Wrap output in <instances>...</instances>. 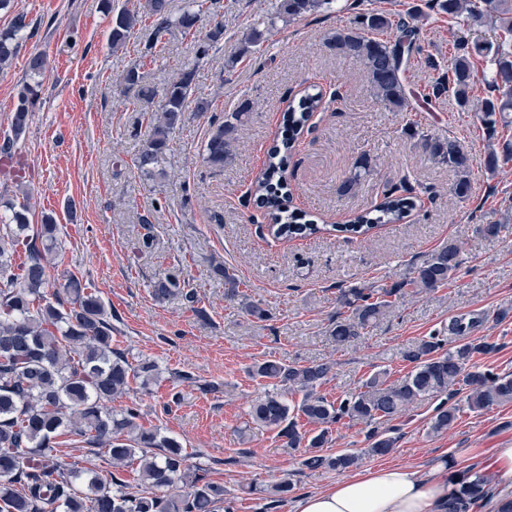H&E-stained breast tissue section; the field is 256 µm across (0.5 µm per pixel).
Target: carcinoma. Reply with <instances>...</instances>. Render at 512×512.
Here are the masks:
<instances>
[{
	"mask_svg": "<svg viewBox=\"0 0 512 512\" xmlns=\"http://www.w3.org/2000/svg\"><path fill=\"white\" fill-rule=\"evenodd\" d=\"M334 0H281L275 16L260 29L254 27L241 41L232 61L251 52L264 41V31L277 20L330 12ZM434 7L469 28L497 27L505 36L497 46L475 50L491 56L493 70L488 84L494 95L477 99L473 88L477 75L472 54L465 44H456L448 58V73L435 81L431 95H453L461 110L475 112L488 130L512 112V0H436ZM156 32L176 25L193 30L201 20L200 11L187 6L176 18L168 14L167 0H148ZM141 21L139 11L124 8L113 16L112 47L123 46L131 30ZM25 27L23 19L0 31V68L17 53V33ZM419 27L393 21L383 11L358 13L350 24L338 27L329 38L337 54L359 60L366 72L374 100L402 112L410 107L406 84V65L416 45ZM195 68H182L165 89L160 109L150 117L151 131L138 156V167L149 176L169 148L171 136L189 104ZM39 97V84H27L19 96L12 121L13 138L0 151L9 153L24 132L28 112ZM322 95L307 93L298 105L286 111L284 135L267 153V163L256 183L277 238H307L319 232L307 213L289 210L283 205L288 194L284 173L288 153L304 123L321 104ZM249 103L224 116L205 145V160L211 166H224L232 159L234 134ZM406 131L418 134L417 122L408 120ZM420 135V134H418ZM420 147L436 163L446 164L457 176L454 193L468 196L473 157L457 138L442 141L420 135ZM512 158V143L502 151L490 150L484 166L494 170L499 157ZM370 160L360 159L354 172L342 184V191L354 190L368 176ZM411 202L389 191L374 209L357 215L350 224L336 231L365 234L379 224H396ZM58 225L47 216L38 225L29 223L25 213L13 212L12 223L0 226V512H222L224 486L208 478L207 470L188 464L182 445L159 430H147L137 423L135 406H112L128 394L131 380L143 387L154 381L158 364L150 358L136 363L127 354L112 347L116 327L112 314L94 293L85 291L79 279L67 273L64 283L47 293L49 268L55 265L54 249ZM25 256L23 273L12 272L13 256ZM462 261L456 247L449 245L431 252L408 276L388 288H351L341 293L348 314L336 319L330 336L338 344L348 343L373 327L395 305L413 291H432L448 283L459 271ZM156 298L181 296L187 303L198 302L193 290L176 274H170L154 289ZM480 313L453 316L448 320V338L431 335L413 345L404 358L413 364L402 379L390 382L384 373L369 376L362 390L332 401L317 392L332 371L329 363L290 365L267 359L254 365L253 373L290 391L302 393L299 404L290 406L278 393H267L256 400L250 416L254 423L278 430L288 439V447L306 448L302 465L311 470L347 471L360 456L354 453L326 454L331 426L348 418L365 424L390 420L405 412L423 397L468 391L472 409L512 403V374L472 371L469 362L488 355L496 345L483 339H469L482 326ZM458 341L454 350L446 349L447 339ZM314 426V432L302 430L298 419ZM457 420L453 407H436L431 430L443 432ZM82 443L94 449L83 463L68 464L61 459L60 438ZM367 454L384 456L396 445V438L372 431ZM109 457L112 470L99 472L96 459ZM138 463L139 482L128 484L121 472ZM487 475L474 469L458 473L456 489L448 499L447 512H470L489 495Z\"/></svg>",
	"mask_w": 512,
	"mask_h": 512,
	"instance_id": "1",
	"label": "carcinoma"
}]
</instances>
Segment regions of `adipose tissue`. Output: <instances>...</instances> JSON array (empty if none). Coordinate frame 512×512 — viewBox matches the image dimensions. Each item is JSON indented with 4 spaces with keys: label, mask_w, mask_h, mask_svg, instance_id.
<instances>
[{
    "label": "adipose tissue",
    "mask_w": 512,
    "mask_h": 512,
    "mask_svg": "<svg viewBox=\"0 0 512 512\" xmlns=\"http://www.w3.org/2000/svg\"><path fill=\"white\" fill-rule=\"evenodd\" d=\"M452 489L444 462L425 473L405 465L381 467L300 497L294 512H446Z\"/></svg>",
    "instance_id": "obj_1"
}]
</instances>
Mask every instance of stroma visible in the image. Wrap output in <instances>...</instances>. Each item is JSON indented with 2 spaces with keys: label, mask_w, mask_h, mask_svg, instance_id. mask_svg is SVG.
<instances>
[{
  "label": "stroma",
  "mask_w": 512,
  "mask_h": 512,
  "mask_svg": "<svg viewBox=\"0 0 512 512\" xmlns=\"http://www.w3.org/2000/svg\"><path fill=\"white\" fill-rule=\"evenodd\" d=\"M351 2L338 0L332 13L278 22L265 42L240 58L235 52L242 38L274 15L280 0H205L189 33L175 26L156 32L146 15L118 49L110 40L111 10L145 0H11L0 10V31L17 17L26 22L16 56L0 69V142L11 134L23 85H40L38 104L12 150L13 168L0 165V222L10 223L13 208L23 207L30 223L48 215L59 224L50 287L59 286L61 271L76 274L117 315L113 347L159 364V381L132 388L121 403L138 407L144 428L179 441L189 464L208 468L210 479L223 484L232 512H291L298 496L340 478L333 470L302 469V449L252 423V401L275 390L252 375L256 362L332 363L320 392L341 399L358 392L372 373L402 378L411 369L404 354L415 342L443 330L452 316L478 312L485 317L479 335L497 349L473 359V368L512 373V223L500 221L512 210V159L492 171L482 163L490 149L512 140V125L498 126L490 137L453 97H426L446 72L455 42L495 44L499 32L468 28L433 9L432 0H361L364 8L394 18L418 17L421 50L407 73L412 110L395 112L374 101L362 64L328 45L329 34L355 17ZM218 24L224 35L213 44L208 35ZM36 55L44 59L37 76L29 69ZM186 64L195 68L193 96L208 109L188 107L161 160L164 177H150L137 166L150 111L122 77L137 69L160 96ZM313 84L322 91V105L298 136L286 177L292 207L311 214L321 230L305 239H278L254 186L268 147L281 135L284 112ZM244 101L250 112L236 133L232 159L210 166L203 159L208 138ZM411 118L432 138L464 142L474 159L468 197L454 194V172L432 162L406 134ZM364 154L370 174L355 191L342 192ZM387 185L415 203L400 223L364 235L337 232V225L383 202ZM493 223L500 226L497 236L480 233L481 225ZM147 234L154 237L149 249ZM449 244L463 260L455 279L405 294L363 336L336 344L330 330L343 311L340 290L390 286ZM222 265L241 282L235 298L224 295ZM171 273L194 289L197 309L178 296L154 298L158 281ZM248 302L260 304L266 318L250 316ZM174 371L191 373L193 382L172 380ZM204 383L211 391H201ZM436 404L420 401L380 423L397 439L388 455H368L369 426L346 419L333 425L324 450L361 453L363 470L407 465L425 471L443 458L455 470H480L494 449L512 446V404L474 410L465 393H456V422L435 434ZM283 481L293 490L271 506L270 491Z\"/></svg>",
  "instance_id": "35a3bbf8"
}]
</instances>
